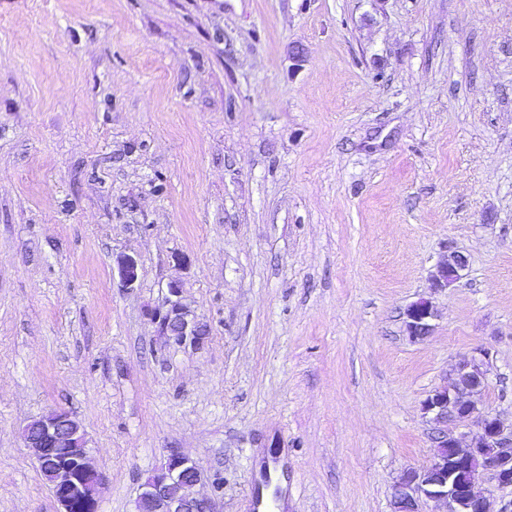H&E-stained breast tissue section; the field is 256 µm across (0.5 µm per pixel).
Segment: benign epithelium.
Returning a JSON list of instances; mask_svg holds the SVG:
<instances>
[{
  "label": "benign epithelium",
  "instance_id": "7a95c632",
  "mask_svg": "<svg viewBox=\"0 0 512 512\" xmlns=\"http://www.w3.org/2000/svg\"><path fill=\"white\" fill-rule=\"evenodd\" d=\"M465 255L451 251L431 275L432 286L445 290L463 277ZM116 267L123 284L139 279L135 256L123 253ZM436 317L432 302L421 298L405 311V326L418 340L431 334ZM153 323L168 341L197 345L207 335L202 322L182 299L177 282L169 284L165 307L152 314ZM488 350L475 349L471 358L447 375L446 383L427 396L422 410L430 426L436 453L430 465L403 472L395 486L397 512H419L422 501H439L448 512H512V503L497 505L474 492L481 475L501 486L512 485V423L479 409L488 376ZM23 445L38 462H49L50 484L62 512H99L102 479L93 466L84 429L65 411H52L31 421L22 431ZM457 453L448 455V449ZM201 480L195 461L171 452L153 468L140 486L136 512H213L212 498L194 488Z\"/></svg>",
  "mask_w": 512,
  "mask_h": 512
}]
</instances>
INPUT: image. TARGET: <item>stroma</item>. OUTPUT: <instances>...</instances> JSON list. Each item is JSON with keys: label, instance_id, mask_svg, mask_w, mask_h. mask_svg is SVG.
Here are the masks:
<instances>
[{"label": "stroma", "instance_id": "1", "mask_svg": "<svg viewBox=\"0 0 512 512\" xmlns=\"http://www.w3.org/2000/svg\"><path fill=\"white\" fill-rule=\"evenodd\" d=\"M478 347L511 421L512 0H0V512H60L21 438L57 409L99 512L174 450L215 512L267 470L271 512H394ZM468 266V259L458 251L448 253L446 259L441 261L431 275L432 286L440 290L450 288L463 277ZM118 275L126 287H133L139 279V263L134 255L123 253L117 257ZM168 288L165 307L155 311L151 320L170 343L179 346L199 344L207 336V325L183 302L178 282H171ZM436 317L434 306L429 299L420 298L411 303L405 311V326L410 337L423 339L431 334L432 320Z\"/></svg>", "mask_w": 512, "mask_h": 512}]
</instances>
